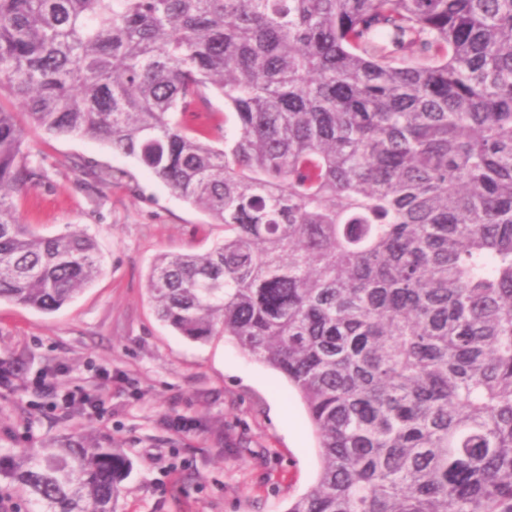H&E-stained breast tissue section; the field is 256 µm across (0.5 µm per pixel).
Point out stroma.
Returning <instances> with one entry per match:
<instances>
[{"instance_id": "1", "label": "stroma", "mask_w": 512, "mask_h": 512, "mask_svg": "<svg viewBox=\"0 0 512 512\" xmlns=\"http://www.w3.org/2000/svg\"><path fill=\"white\" fill-rule=\"evenodd\" d=\"M44 179L15 204L43 236L93 237L101 276L42 312L0 301V446L36 448L76 429L111 437L129 470L114 512H287L315 481L318 441L295 389L228 336L190 341L160 321L147 291L153 259L207 250L224 235L134 160L90 139L33 130ZM81 158L129 169L95 187ZM55 378L48 392L40 383ZM81 391L96 408H61Z\"/></svg>"}]
</instances>
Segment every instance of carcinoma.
Masks as SVG:
<instances>
[{
    "mask_svg": "<svg viewBox=\"0 0 512 512\" xmlns=\"http://www.w3.org/2000/svg\"><path fill=\"white\" fill-rule=\"evenodd\" d=\"M31 128L224 226L148 293L298 392L320 470L288 512H512V0H0V300L53 311L101 260L22 223ZM127 470L83 431L0 448L28 512H112Z\"/></svg>",
    "mask_w": 512,
    "mask_h": 512,
    "instance_id": "carcinoma-1",
    "label": "carcinoma"
}]
</instances>
